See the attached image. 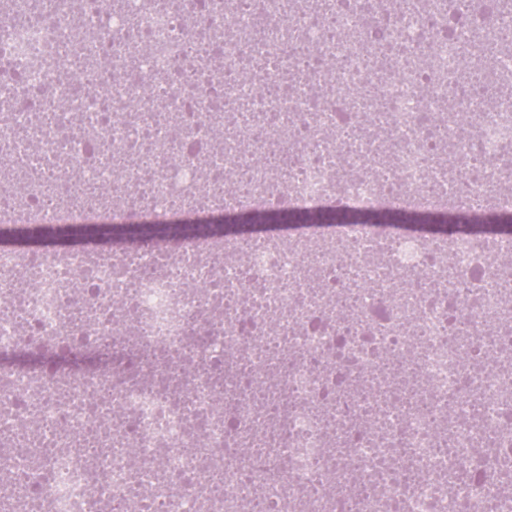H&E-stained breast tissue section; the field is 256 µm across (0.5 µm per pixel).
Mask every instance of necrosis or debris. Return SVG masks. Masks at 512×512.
<instances>
[{
    "label": "necrosis or debris",
    "instance_id": "necrosis-or-debris-1",
    "mask_svg": "<svg viewBox=\"0 0 512 512\" xmlns=\"http://www.w3.org/2000/svg\"><path fill=\"white\" fill-rule=\"evenodd\" d=\"M495 2L0 7V224L161 238L0 247V512H512V234L355 219L512 212ZM281 201L354 219L174 222ZM364 218L377 228L388 229L395 224H429L433 231L448 232V224L454 223V218L447 213H414L409 214L405 220H400L395 213L388 211L367 212Z\"/></svg>",
    "mask_w": 512,
    "mask_h": 512
}]
</instances>
